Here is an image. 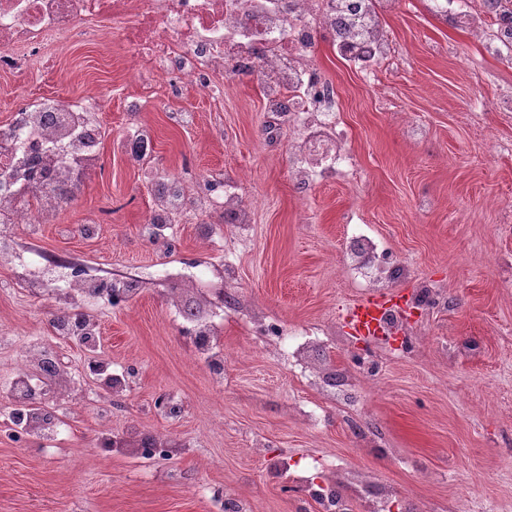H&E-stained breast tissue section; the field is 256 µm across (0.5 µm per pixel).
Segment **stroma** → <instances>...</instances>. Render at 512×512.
Wrapping results in <instances>:
<instances>
[{
  "mask_svg": "<svg viewBox=\"0 0 512 512\" xmlns=\"http://www.w3.org/2000/svg\"><path fill=\"white\" fill-rule=\"evenodd\" d=\"M394 63L378 80L320 49L336 87L339 116L363 172L358 181L318 184L303 192L288 175L285 137L270 140V115L255 85L231 79L214 102L189 89L169 97L155 88L143 112L125 111L139 88L119 46L78 35L49 47L30 74H0V125L19 89L104 101L102 168L83 195L39 225L17 232L22 253L59 256L96 275L133 272L144 287L129 305L98 312L102 351L133 373L111 399L83 376L87 357L55 339L51 306L0 266V411L21 345L56 340L79 380L68 396L77 412L62 446L19 445L0 424V512H212L209 491L245 501L250 512H317L288 494L273 463L325 456L355 468L410 501L414 512H512V61L484 55L467 31L443 23L424 0H400L387 20ZM193 111L191 127L174 112ZM133 122L155 133V158L128 163L116 141ZM420 123V137L408 135ZM502 151L485 157V137ZM212 172L243 182L259 200L247 234L225 225L223 238L202 237L193 216L175 226V250L147 239L141 220L152 202L154 173ZM357 216L412 271L395 288L410 299L421 283L448 295L447 307L419 311L400 335L375 340L361 354L343 314L365 294L344 278L341 242ZM99 219L95 236L79 228ZM198 264L224 286V355L212 366L190 355L192 341L169 312L180 282L154 279L157 264ZM280 327L325 332L323 356L357 379L362 423L353 428L317 390L290 371L276 347L259 348L248 311ZM165 394L181 403L161 413ZM112 402V435L164 437L169 457L142 467L131 450L103 445L102 400ZM324 419L307 423L302 404Z\"/></svg>",
  "mask_w": 512,
  "mask_h": 512,
  "instance_id": "stroma-1",
  "label": "stroma"
}]
</instances>
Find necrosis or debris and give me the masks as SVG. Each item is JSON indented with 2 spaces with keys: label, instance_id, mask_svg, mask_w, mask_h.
<instances>
[{
  "label": "necrosis or debris",
  "instance_id": "1",
  "mask_svg": "<svg viewBox=\"0 0 512 512\" xmlns=\"http://www.w3.org/2000/svg\"><path fill=\"white\" fill-rule=\"evenodd\" d=\"M398 0H0V71H26L45 50L93 24L117 40L144 83L164 84L169 93L192 87L219 100L225 79L254 83L266 111L287 125L288 173L292 183L315 184L354 176L355 157L337 109L336 90L325 78L317 50L330 44L365 81L393 56L385 21ZM436 18L471 29L486 52L512 54V0H501L498 14L473 6V0H428ZM103 104L91 92L79 99L33 96L22 89L9 123L0 127V263L13 258L17 227L45 224L63 203L59 187L79 198L87 174L96 172L100 147H88L85 130H101ZM251 204L243 202L240 183L212 175L189 182L166 175L153 188L143 224L147 238L166 240L177 218L229 214L248 224ZM344 270L353 280L381 292L408 270L368 225L350 221L343 241ZM125 276L87 282L70 273L61 282L35 279L34 292L64 291L73 305L112 306L133 296ZM314 333L278 334L277 348L301 365L313 382L348 409L358 406L356 384L345 373L327 372L313 354ZM68 378L58 349L27 346L11 385L9 412L19 435L45 444L61 439L72 411L68 401L46 408L35 394L57 392ZM327 461L289 473V488L317 504L319 512H391L394 493L373 487L360 474L344 472L319 480Z\"/></svg>",
  "mask_w": 512,
  "mask_h": 512
}]
</instances>
